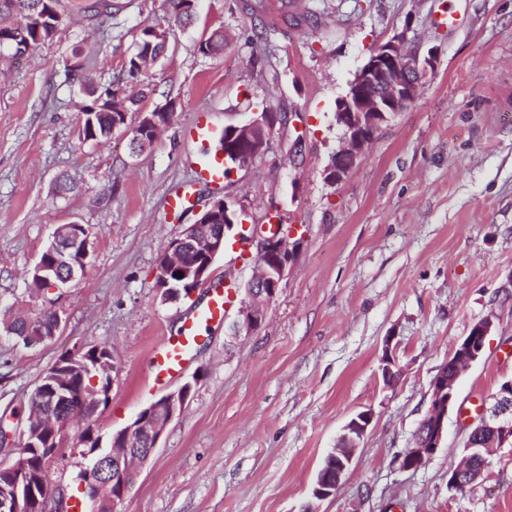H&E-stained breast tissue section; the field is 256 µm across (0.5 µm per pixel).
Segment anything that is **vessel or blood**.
I'll list each match as a JSON object with an SVG mask.
<instances>
[{"label":"vessel or blood","mask_w":512,"mask_h":512,"mask_svg":"<svg viewBox=\"0 0 512 512\" xmlns=\"http://www.w3.org/2000/svg\"><path fill=\"white\" fill-rule=\"evenodd\" d=\"M195 181L182 185L167 199V213L170 217H180L192 205L195 197V183H203L214 190L224 187V157L221 153L206 154L194 166ZM233 301V292L223 284L214 285L206 304L196 313L184 319L176 335L166 337L154 353L155 372L153 381L161 385L179 374L189 360L191 350L203 336L202 329L221 324L228 305Z\"/></svg>","instance_id":"vessel-or-blood-1"}]
</instances>
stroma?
<instances>
[{
    "mask_svg": "<svg viewBox=\"0 0 512 512\" xmlns=\"http://www.w3.org/2000/svg\"><path fill=\"white\" fill-rule=\"evenodd\" d=\"M111 3L94 16L85 0H62L52 41L20 58L0 54V320L45 307L28 272L55 225L89 226L94 242L85 278L57 305L60 333L27 347L0 329V426L19 435L38 378L66 352L112 354V389L94 426L101 438L162 396L153 350L207 289L162 301L157 263L222 196L251 224L278 210L294 262L255 334L231 335L228 312L172 381L190 384L187 406L120 512H512L510 445L495 450L483 480L448 487L477 405L512 378V0H266L258 17L243 0H197L185 28L166 0ZM446 10L456 25L438 24ZM148 24L170 31L167 54L140 76L153 89L146 109L172 103L169 124L139 155L122 129L100 144L80 140L89 99L75 67L111 83ZM218 26L223 53L202 56L199 42ZM405 29L440 46L437 69L349 175L328 182L338 99L372 50ZM266 108L282 116L268 151L222 192L197 185L194 208L168 222L169 194L193 179L198 146L186 131L197 114L222 128ZM62 173L77 181L64 196ZM488 314L496 326L457 381L440 448L402 469L433 377ZM388 345L400 370L391 386L381 375ZM365 411L372 422L344 482L315 499L323 459ZM87 453L69 437L47 464L51 486L77 495Z\"/></svg>",
    "mask_w": 512,
    "mask_h": 512,
    "instance_id": "stroma-1",
    "label": "stroma"
}]
</instances>
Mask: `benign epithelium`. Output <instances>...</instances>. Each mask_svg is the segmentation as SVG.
<instances>
[{"label":"benign epithelium","mask_w":512,"mask_h":512,"mask_svg":"<svg viewBox=\"0 0 512 512\" xmlns=\"http://www.w3.org/2000/svg\"><path fill=\"white\" fill-rule=\"evenodd\" d=\"M439 61V47L422 49L403 31L374 49L361 70L351 82L347 94L336 104V124L341 128V145L325 169L327 180L338 183L360 162L365 150L380 127L402 112L417 96L423 80L434 72ZM279 121L276 112H255L244 123L224 128V170L231 177L237 170L248 166L263 155L269 147L273 130ZM245 211L230 209L223 199L214 200L184 232L173 240L157 265L156 288L165 301L189 297L210 276L215 259L224 254L229 235L255 248L259 262L252 277L240 287L243 296L233 322L235 335L249 336L257 332L265 317V305L275 296L287 276L294 260L290 248V235L271 230L264 224L249 227L244 220ZM83 226L77 223L55 226L52 240H66L69 247L81 250L89 257L90 239L82 235ZM187 251L197 255L190 266L183 265L181 257ZM70 269L69 277L55 280L60 264ZM34 272L50 283V292L64 295V290L79 282L85 269L71 263L66 255L49 253L43 262L34 266ZM183 273V277L175 273ZM495 327V316L490 314L475 322L468 335L459 342L446 361L452 367L459 363L476 362L484 349L486 338ZM95 367L101 374L89 379V386H70L50 372L41 384L40 394L50 406H86L93 400L100 407L109 398L112 386L110 353L98 350ZM458 376L441 369L430 385V406L426 423L430 436L413 441L405 449L401 465L404 469H417L424 465L440 447L444 436L445 418L455 402V383ZM191 385L186 383L144 408L134 420L112 434V444L97 445L89 450V458L80 474V488L94 503L93 512H118L136 473L134 464H146L166 427L180 417L189 398ZM371 424V414L361 412L344 427L342 438L347 447L336 448L331 472H321L316 479L313 495L321 499L333 494L341 485L355 449ZM67 426L53 419L34 416L27 423L31 441L41 437L50 442L57 439ZM472 432L483 433L489 448H500L512 442V379L504 387L489 395L482 404L480 419ZM147 442V447L140 444ZM489 459L480 464H456L448 470V486L464 490L483 477ZM8 477L9 484L0 493V512H49L46 508L52 490L46 480H30L28 458L20 454L10 462H0V477Z\"/></svg>","instance_id":"7a95c632"}]
</instances>
